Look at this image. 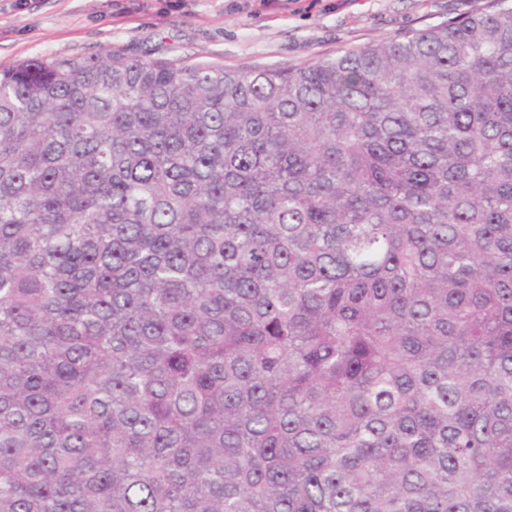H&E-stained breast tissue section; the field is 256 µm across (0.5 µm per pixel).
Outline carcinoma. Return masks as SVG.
<instances>
[{"mask_svg":"<svg viewBox=\"0 0 512 512\" xmlns=\"http://www.w3.org/2000/svg\"><path fill=\"white\" fill-rule=\"evenodd\" d=\"M0 512H512V0L0 71Z\"/></svg>","mask_w":512,"mask_h":512,"instance_id":"obj_1","label":"carcinoma"}]
</instances>
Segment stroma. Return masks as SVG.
Returning <instances> with one entry per match:
<instances>
[{
  "mask_svg": "<svg viewBox=\"0 0 512 512\" xmlns=\"http://www.w3.org/2000/svg\"><path fill=\"white\" fill-rule=\"evenodd\" d=\"M486 0H0V70L107 50L296 68L458 19Z\"/></svg>",
  "mask_w": 512,
  "mask_h": 512,
  "instance_id": "obj_1",
  "label": "stroma"
}]
</instances>
